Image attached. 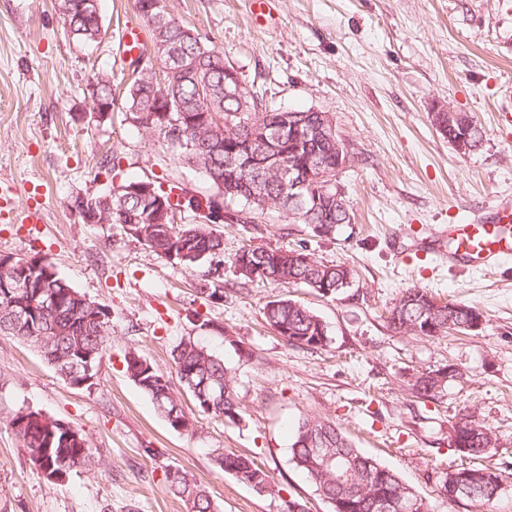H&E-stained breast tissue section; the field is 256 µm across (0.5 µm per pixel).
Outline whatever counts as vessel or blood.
<instances>
[{
  "label": "vessel or blood",
  "mask_w": 512,
  "mask_h": 512,
  "mask_svg": "<svg viewBox=\"0 0 512 512\" xmlns=\"http://www.w3.org/2000/svg\"><path fill=\"white\" fill-rule=\"evenodd\" d=\"M451 263L492 267L512 258V197L504 196L468 223L441 227L422 242Z\"/></svg>",
  "instance_id": "b4317fda"
}]
</instances>
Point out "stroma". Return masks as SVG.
<instances>
[{"instance_id":"obj_1","label":"stroma","mask_w":512,"mask_h":512,"mask_svg":"<svg viewBox=\"0 0 512 512\" xmlns=\"http://www.w3.org/2000/svg\"><path fill=\"white\" fill-rule=\"evenodd\" d=\"M168 12L221 51L246 88L269 106L330 113L351 162L338 176L351 221L315 235L271 210L256 224H221L224 251L241 246L306 249L355 271L333 298L309 289L241 279L221 269L224 296L195 287L208 265L188 269L118 224L82 223L72 198L131 179L175 184L199 199L215 193L116 97L112 118L91 121L90 87L108 73L131 77L127 26L150 42L135 0H99L98 42L72 39L55 0H0V254L44 257L88 298L110 308L101 365L91 387L61 379L27 343L0 336V512H187L165 473L182 469L210 491L218 512H307L328 502L291 460L297 422L321 417L395 470L429 512H480L439 492L442 473L479 463L506 474L495 512H512V261L491 269L414 255L421 237L465 222L512 195V0H166ZM469 115L477 148L458 154L431 121L435 103ZM117 156L116 169H102ZM429 290L480 309L478 332L421 339L389 326L400 290ZM276 296L301 301L326 323L330 344L290 346L265 322ZM191 338L222 357L235 378V419L200 412L175 381L171 352ZM135 350L173 382L192 422L172 430L126 372ZM452 365L436 399L414 401L419 373ZM38 411L80 430L101 461L65 482L43 480L11 426ZM470 414L503 447L479 460L451 443L450 420ZM222 448L248 457L281 492L258 496L213 464Z\"/></svg>"}]
</instances>
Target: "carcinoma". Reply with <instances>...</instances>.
<instances>
[{
  "mask_svg": "<svg viewBox=\"0 0 512 512\" xmlns=\"http://www.w3.org/2000/svg\"><path fill=\"white\" fill-rule=\"evenodd\" d=\"M70 35L83 44L97 41L103 32L98 6L87 0H57ZM137 11L151 30V54L161 70H140L127 88L126 111L139 125L162 138L178 160L201 172L216 188L208 199L205 221L177 224L174 215L185 219L197 213L201 203L177 192L163 189L153 181L129 180L123 187L148 184L145 193L117 195L104 192L87 196L106 224H120L133 239L156 254L172 258L188 269L204 263L213 270L199 291L209 300L224 295L220 268L224 265V239L214 224H257L262 215L276 209L291 224H310L313 232L336 230L346 212L336 206V180L321 184L318 192L294 188L286 177L313 179L319 172L335 169L336 123L327 112L269 109L247 89L229 92L224 55L204 41L192 28L179 23L166 10L165 0H136ZM112 76L99 74L92 83V104L104 108L113 101ZM165 97L174 108L164 122L156 112L158 98ZM443 135L453 143L466 140L473 151L481 134L464 113ZM227 199L243 202L240 209L224 205ZM236 273L248 281L302 285L318 295L331 288L336 296L353 280V271L341 264L317 261L304 249L242 247L231 257ZM475 307L461 302H440L428 291L407 288L400 292L388 313L394 329L416 337H432L424 330L430 320L439 335L452 326L467 334ZM266 322L287 343L309 349L329 344L326 323L307 306L291 298L268 301ZM109 308L93 301L59 276L45 258H21L0 254V335L13 336L32 346L65 381L75 383L84 375L85 355L101 362L108 331ZM177 377L202 412L229 420L238 416L239 402L234 377L224 359L195 341L180 342L172 351ZM129 377L151 399L159 414L173 424L186 419L180 400L171 387L156 388L139 378L143 366L162 374L143 355L131 352L125 358ZM434 371L416 376L411 389L416 397L433 398L448 381L432 378ZM51 417L38 411L17 413L11 420L29 461L43 469L67 467L70 472L92 471L100 457L82 433L71 439L56 433L53 443L48 422ZM451 437L465 445L471 456L484 454L498 441L489 426L471 416L460 417ZM319 442L327 460H315L310 439ZM291 460L315 485V492L332 512H384L382 505L398 502L400 512H427L424 500L392 469L361 452L336 424L317 417L298 422L291 444ZM215 466L230 474L253 492L278 493L269 475L249 458L221 448L214 450ZM167 479L171 493L181 498L187 512H216L207 489L192 475L177 470ZM502 476L488 467H461L448 471L440 492L450 485H463L457 498L491 510L501 489Z\"/></svg>",
  "mask_w": 512,
  "mask_h": 512,
  "instance_id": "1",
  "label": "carcinoma"
}]
</instances>
